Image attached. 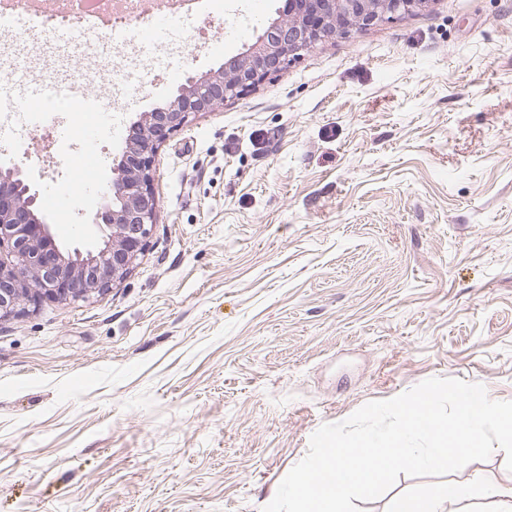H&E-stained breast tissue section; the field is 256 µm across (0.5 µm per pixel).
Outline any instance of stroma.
Returning a JSON list of instances; mask_svg holds the SVG:
<instances>
[{
    "label": "stroma",
    "mask_w": 512,
    "mask_h": 512,
    "mask_svg": "<svg viewBox=\"0 0 512 512\" xmlns=\"http://www.w3.org/2000/svg\"><path fill=\"white\" fill-rule=\"evenodd\" d=\"M182 25V57L130 88L111 130L68 99L0 144L57 243L94 249L102 167L141 113L245 51L252 0ZM0 67L111 86L112 56L0 42ZM143 255L87 302L0 321V512H263L322 425L420 382L512 401V0H430L319 43L197 115L153 162ZM462 482L512 488L502 449L461 473L400 475L360 512Z\"/></svg>",
    "instance_id": "1"
}]
</instances>
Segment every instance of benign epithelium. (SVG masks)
Wrapping results in <instances>:
<instances>
[{
    "label": "benign epithelium",
    "mask_w": 512,
    "mask_h": 512,
    "mask_svg": "<svg viewBox=\"0 0 512 512\" xmlns=\"http://www.w3.org/2000/svg\"><path fill=\"white\" fill-rule=\"evenodd\" d=\"M430 0H288L271 22L224 67L189 79L166 104L141 113L112 161V180L96 219L99 246L83 253L60 248L50 217L22 171L0 167V320L42 299L86 302L124 280L143 254L159 200L152 188L160 145L192 118L240 98L313 45L352 30L421 10Z\"/></svg>",
    "instance_id": "obj_1"
}]
</instances>
